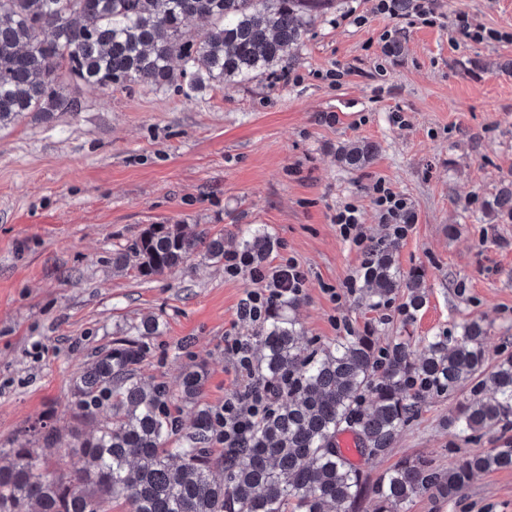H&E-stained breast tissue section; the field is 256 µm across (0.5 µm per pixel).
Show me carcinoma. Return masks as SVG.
Wrapping results in <instances>:
<instances>
[{
	"label": "carcinoma",
	"instance_id": "cac0c4a2",
	"mask_svg": "<svg viewBox=\"0 0 512 512\" xmlns=\"http://www.w3.org/2000/svg\"><path fill=\"white\" fill-rule=\"evenodd\" d=\"M332 0H0V128L19 117L50 120L76 112L71 85L110 90L137 84L179 87L190 97L203 82L242 83L274 72L303 42ZM202 24L199 34L188 24ZM180 63L175 69L174 62ZM377 152L370 142L340 148L338 159L365 166ZM485 210L512 218V182L505 181ZM266 237L254 234L245 251L261 256ZM395 244L378 246L365 272L369 299L401 287ZM201 255L224 261V234L188 233L180 224H151L131 251L112 253V265L138 275L169 272ZM274 314L260 338L257 365L275 383L292 379L275 412L254 429L224 465L209 445L221 430V407L196 405L183 422L171 414L172 392L138 375L142 339L161 334L148 316L100 351L73 378L74 427L58 474H43L44 460L27 443L7 451L0 465V512H112L122 498L127 512H357L371 497L376 512H399L412 498L432 493L458 500L479 472L512 468V439L443 470L417 458L369 481L336 448L353 429L359 453L384 455L430 394H450L465 380L470 396L448 419L466 440L512 430V352L488 365V328L474 319L454 339L421 341L418 358L399 340L384 349L353 334L332 346L299 342L292 312ZM205 377L183 373L181 399L195 402ZM97 422L90 434L81 426ZM43 447H57L55 427L34 431Z\"/></svg>",
	"mask_w": 512,
	"mask_h": 512
}]
</instances>
